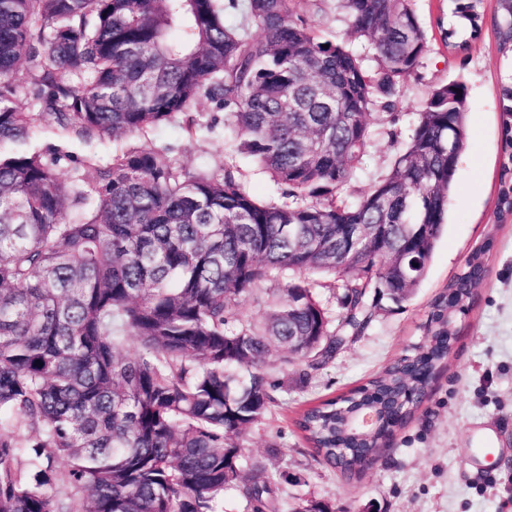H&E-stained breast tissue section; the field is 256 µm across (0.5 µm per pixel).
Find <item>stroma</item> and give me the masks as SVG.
Here are the masks:
<instances>
[{
	"instance_id": "obj_1",
	"label": "stroma",
	"mask_w": 512,
	"mask_h": 512,
	"mask_svg": "<svg viewBox=\"0 0 512 512\" xmlns=\"http://www.w3.org/2000/svg\"><path fill=\"white\" fill-rule=\"evenodd\" d=\"M431 52L417 74L399 89L401 120L407 132L430 90L452 81L467 88L468 139L448 200V222L438 239L426 277L402 305L382 303L369 327L323 369L304 374L302 365L272 363L276 401L243 436V470L260 460L273 490L277 512H293L299 499L330 501L336 512H512V221L499 218L501 160L499 96L508 63L498 49L492 24L464 52L442 44L447 19L442 0H412ZM211 131L187 137L179 124L161 125L129 136L125 147L173 146L195 170L228 166L258 199L282 202L283 191L224 141V113L201 101L193 111ZM112 140L63 139L54 124L39 128L32 149L61 147L71 158L62 169L89 155L108 158ZM398 148L388 136L368 148L364 168L342 191L352 202L385 175ZM486 246L485 275L467 310L454 319L456 340L412 418L395 429L383 459L360 477L346 479L320 460L298 428L304 411L339 398L412 351L425 334L431 305L466 266L472 251Z\"/></svg>"
}]
</instances>
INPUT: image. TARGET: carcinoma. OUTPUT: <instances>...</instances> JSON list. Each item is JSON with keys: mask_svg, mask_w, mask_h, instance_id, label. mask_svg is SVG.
Wrapping results in <instances>:
<instances>
[{"mask_svg": "<svg viewBox=\"0 0 512 512\" xmlns=\"http://www.w3.org/2000/svg\"><path fill=\"white\" fill-rule=\"evenodd\" d=\"M444 47L482 31L477 0H448ZM242 21L226 23L227 11ZM345 38L301 0H0V145L53 121L63 137L143 135L203 98L224 110L237 153L290 202L264 203L230 168L183 165L171 147L117 149L60 173L65 154L0 151V512H221L236 487L272 509L264 467L242 474L239 440L275 401L270 356L322 369L425 277L467 143V91L423 101L389 171L339 200L370 143L400 121L398 93L431 51L411 0H336ZM512 58V3L492 19ZM255 31H250V28ZM370 46L374 70L349 42ZM26 62L19 69L20 61ZM497 210L512 207V70L499 98ZM377 224L360 255L345 228ZM482 252L448 288L464 310ZM346 287L341 336L307 275ZM266 282L261 320L238 312ZM373 290L367 302V290ZM435 301L424 342L363 387L308 409L300 429L351 479L379 457L448 357ZM140 344L128 355L123 341ZM374 413L371 429L350 425Z\"/></svg>", "mask_w": 512, "mask_h": 512, "instance_id": "obj_1", "label": "carcinoma"}]
</instances>
